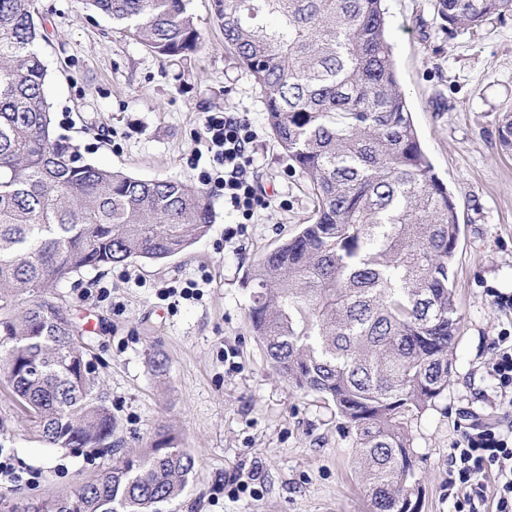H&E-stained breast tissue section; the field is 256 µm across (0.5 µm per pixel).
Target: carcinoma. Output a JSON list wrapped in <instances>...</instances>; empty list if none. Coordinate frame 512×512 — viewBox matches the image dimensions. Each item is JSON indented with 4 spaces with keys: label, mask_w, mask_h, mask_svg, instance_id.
<instances>
[{
    "label": "carcinoma",
    "mask_w": 512,
    "mask_h": 512,
    "mask_svg": "<svg viewBox=\"0 0 512 512\" xmlns=\"http://www.w3.org/2000/svg\"><path fill=\"white\" fill-rule=\"evenodd\" d=\"M166 62L197 54L186 0H86ZM224 42L261 87L265 120L313 210L246 274L269 366L332 401L355 432L371 512H421L408 417L448 390L459 314L456 203L420 142L383 0H216ZM450 27L512 0H434ZM34 0H0V377L51 448H119L81 329L58 285L89 269L171 258L210 230L205 192L83 164L56 134ZM512 152V113L498 125ZM197 466L161 427L44 512H160Z\"/></svg>",
    "instance_id": "obj_1"
}]
</instances>
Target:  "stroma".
<instances>
[{
	"label": "stroma",
	"mask_w": 512,
	"mask_h": 512,
	"mask_svg": "<svg viewBox=\"0 0 512 512\" xmlns=\"http://www.w3.org/2000/svg\"><path fill=\"white\" fill-rule=\"evenodd\" d=\"M432 3L384 0V8L415 127L460 216L452 265L460 320L448 390L407 421L422 512H455V444L471 424L503 418L490 367L497 337L512 333V310L494 304L496 294L512 293V154L501 151L497 132L500 114L512 112V14L452 29ZM36 9L55 129L82 161L196 186L210 166L201 155L203 115L233 112L257 133L254 177L273 201L243 225L223 196L211 195V229L184 253L87 270L59 285L58 298L84 326L122 449L47 447L24 430L0 382V418L11 426L0 452L14 468L0 475V498L72 490L165 425L198 466L161 512H368L353 430L332 401L268 366L247 321V270L307 220L313 202L266 125L259 85L224 44L215 0H188L204 43L182 64L156 58L82 0H36ZM190 281L194 294L161 299Z\"/></svg>",
	"instance_id": "1"
}]
</instances>
